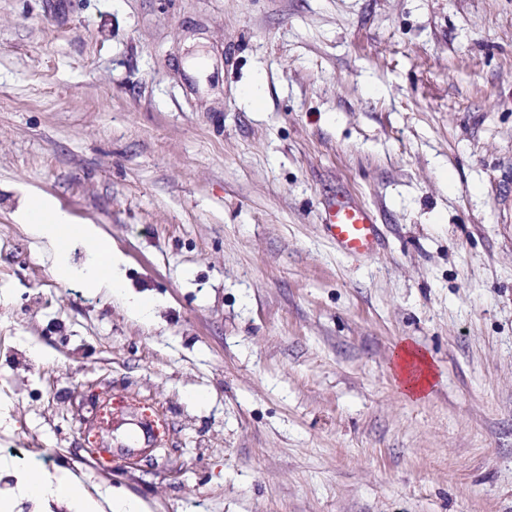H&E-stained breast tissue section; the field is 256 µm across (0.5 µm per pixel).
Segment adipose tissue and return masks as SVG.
I'll return each instance as SVG.
<instances>
[{
    "mask_svg": "<svg viewBox=\"0 0 512 512\" xmlns=\"http://www.w3.org/2000/svg\"><path fill=\"white\" fill-rule=\"evenodd\" d=\"M20 221L27 225L34 236L46 240L54 250V271L58 278L66 280L74 275L67 263V254L74 242L90 244L94 262L83 276L97 288H107L119 294L123 286L115 272L122 262L114 252L111 240L91 224L75 223L73 218L46 196L30 197L20 214ZM404 396L420 398L433 385L430 363L419 348L410 342L400 343L393 355ZM27 496L46 499L55 496L67 497L74 512H99L98 505L68 474L60 473L27 483L23 487Z\"/></svg>",
    "mask_w": 512,
    "mask_h": 512,
    "instance_id": "1",
    "label": "adipose tissue"
}]
</instances>
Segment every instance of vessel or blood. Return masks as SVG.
<instances>
[{
	"label": "vessel or blood",
	"mask_w": 512,
	"mask_h": 512,
	"mask_svg": "<svg viewBox=\"0 0 512 512\" xmlns=\"http://www.w3.org/2000/svg\"><path fill=\"white\" fill-rule=\"evenodd\" d=\"M327 228L344 253L358 256L372 251L377 226L371 212L346 201L332 204Z\"/></svg>",
	"instance_id": "b4317fda"
}]
</instances>
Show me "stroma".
<instances>
[{
  "mask_svg": "<svg viewBox=\"0 0 512 512\" xmlns=\"http://www.w3.org/2000/svg\"><path fill=\"white\" fill-rule=\"evenodd\" d=\"M34 194L111 238L146 317L89 247L54 276ZM1 382L0 512L60 472L144 512H512V0H0ZM109 394L166 413L164 450L86 447ZM327 228L344 253L364 255L373 250L377 239V225L372 213L348 201L332 204ZM393 362L404 396L421 398L429 392L434 375L423 351L412 343L403 341L394 351Z\"/></svg>",
  "mask_w": 512,
  "mask_h": 512,
  "instance_id": "obj_1",
  "label": "stroma"
}]
</instances>
